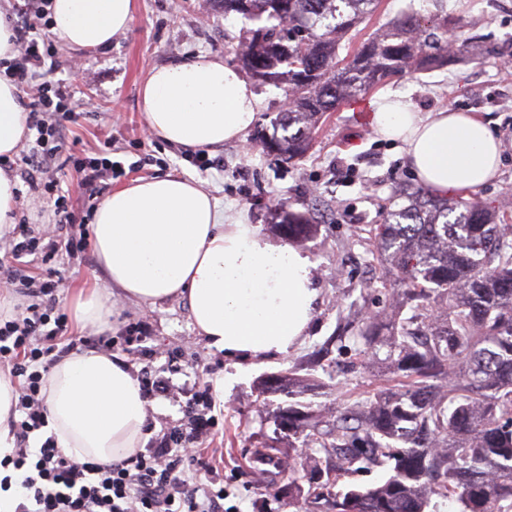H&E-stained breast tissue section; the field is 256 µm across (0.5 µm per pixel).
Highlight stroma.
<instances>
[{
    "instance_id": "1",
    "label": "stroma",
    "mask_w": 512,
    "mask_h": 512,
    "mask_svg": "<svg viewBox=\"0 0 512 512\" xmlns=\"http://www.w3.org/2000/svg\"><path fill=\"white\" fill-rule=\"evenodd\" d=\"M200 0H134L129 30L113 37L104 49L81 53L56 43L46 13L34 12L26 21L48 46L49 80L65 85L66 109L76 112L57 151L53 177L68 191L67 202L92 223L99 196L84 195L81 170L75 161L98 155L118 161L119 172L103 183L112 191L137 178L177 174L194 180L215 198L225 214L257 225L272 235V217L283 205L310 212L314 229L298 249L314 262L318 290L313 317L303 343L287 354L265 360L247 371H236L223 352L207 346L193 327L187 303L172 298L154 306L112 296L110 335H125L143 324L148 345L162 353L180 354L188 370L202 373L214 400L217 427L207 447L224 453L226 512H293L295 501L288 484L300 477L296 467L281 468L254 459L259 442L273 436L271 404L282 396L266 398L259 389L262 378L291 371L314 375L321 385L299 393L297 400L325 417L357 401L373 400L385 381L365 361L354 341L355 317H407L396 286L383 278L376 257L372 228L386 223L389 204L403 186H417L401 144L382 140L372 130L366 113L352 102L326 113L316 129L308 153L299 159L255 149V130L244 138L211 149L214 165L200 171L188 150L153 134L144 120L139 87L156 66L178 63L201 55H218L238 66L240 53L236 15L217 7L200 11ZM422 14L434 11L433 0H382L379 9L342 41L347 55L377 32L406 5ZM448 12L463 10L465 35L491 53L480 64L453 65L428 74L406 73L378 85L365 95L366 103L388 92L406 94L419 112L446 107L474 112L488 122L501 141V166L496 179L476 190L480 200L500 204L512 192V70L502 69L512 56V0H445ZM60 271L64 288L90 283L107 287L97 278L98 261L93 246L73 255L45 258L31 255L27 271L36 277Z\"/></svg>"
}]
</instances>
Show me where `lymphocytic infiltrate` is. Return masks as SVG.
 Listing matches in <instances>:
<instances>
[{
  "instance_id": "obj_1",
  "label": "lymphocytic infiltrate",
  "mask_w": 512,
  "mask_h": 512,
  "mask_svg": "<svg viewBox=\"0 0 512 512\" xmlns=\"http://www.w3.org/2000/svg\"><path fill=\"white\" fill-rule=\"evenodd\" d=\"M16 40L20 57L10 66L11 76L17 86L37 89L29 125L38 135L62 136L72 115L54 111L52 105L65 94L52 82H37V70L43 66L45 55L31 28L18 27ZM50 163L48 156H33L21 177L53 207L59 232L37 235L30 225H17L9 238L16 263L0 271L14 292L28 299L20 313L0 319V367L9 368L12 377L20 381L10 420L15 447L0 458V490L9 491L15 484L12 472L20 473L14 512H224V490L214 485L213 465L202 452L215 427L210 390H198L187 400H180L173 377L183 372V365L172 356L166 369L155 368L153 352L144 346L140 328H130L119 341L95 333L65 338V319L56 313L61 280H41L25 269L24 257L85 247V228L78 223L75 211L65 207L57 182L40 179ZM88 349L127 355L139 367L137 379L146 401L177 400L183 413L176 423L161 428L150 447L109 465L75 462L51 437L38 450L29 446L31 434L45 425L42 391L49 369L70 353Z\"/></svg>"
}]
</instances>
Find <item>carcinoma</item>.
<instances>
[{
  "instance_id": "obj_1",
  "label": "carcinoma",
  "mask_w": 512,
  "mask_h": 512,
  "mask_svg": "<svg viewBox=\"0 0 512 512\" xmlns=\"http://www.w3.org/2000/svg\"><path fill=\"white\" fill-rule=\"evenodd\" d=\"M244 31L243 65L291 95L270 147L303 155L318 119L407 71L454 57L476 63L464 19L444 10L402 13L341 59V38L378 0H214ZM376 229L378 257L393 269L409 318L387 326L361 316L359 341L393 378L371 402H355L322 425L310 406L288 404V447L308 488L291 482L297 512H426L444 497L457 512H512V225L472 199L452 204L425 190ZM288 239L308 220L286 213ZM315 452L336 459L322 469ZM389 465L369 487L333 488L348 472Z\"/></svg>"
}]
</instances>
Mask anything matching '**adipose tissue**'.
Returning <instances> with one entry per match:
<instances>
[{"mask_svg": "<svg viewBox=\"0 0 512 512\" xmlns=\"http://www.w3.org/2000/svg\"><path fill=\"white\" fill-rule=\"evenodd\" d=\"M47 10L60 45L89 50L129 29L133 0H50ZM140 97L150 129L191 150L244 136L259 104L248 80L219 57L154 67ZM371 122L377 135L402 143L418 181L436 195L468 193L498 175L499 144L478 114L418 112L407 95L387 93ZM27 132L18 88L0 74V157L10 158ZM91 235L102 274L125 298H185L200 335L235 367L288 353L309 327L317 300L309 257L256 225L227 221L195 181L166 175L113 189L95 211ZM71 301L79 328H106L99 289H79ZM44 393L45 433L76 461L108 464L142 447L147 403L118 356L71 353Z\"/></svg>", "mask_w": 512, "mask_h": 512, "instance_id": "obj_1", "label": "adipose tissue"}]
</instances>
